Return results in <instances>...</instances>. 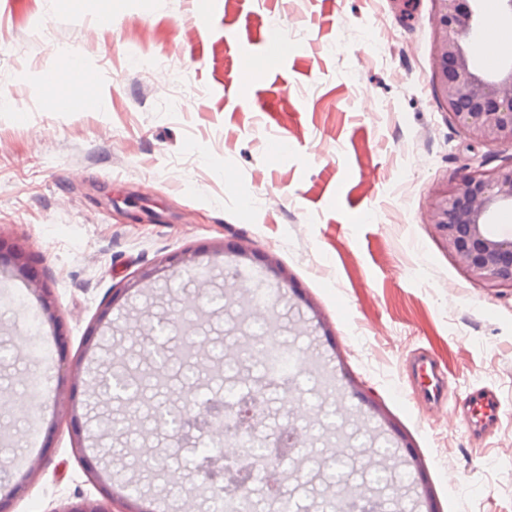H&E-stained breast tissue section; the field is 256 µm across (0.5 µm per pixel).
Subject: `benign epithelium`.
I'll list each match as a JSON object with an SVG mask.
<instances>
[{"mask_svg": "<svg viewBox=\"0 0 512 512\" xmlns=\"http://www.w3.org/2000/svg\"><path fill=\"white\" fill-rule=\"evenodd\" d=\"M437 52L434 82L448 112L476 143L512 151V63L487 70L476 61L474 41L484 30L481 0H438ZM433 223L444 238L448 253L462 265L476 283L512 289V241L495 236L490 226L503 210H512V163L492 170L479 163L455 186L438 191L432 203ZM0 238V263H11L21 275L29 274L24 252L5 250ZM47 320L55 327L57 343L65 347V336L49 300L47 289L33 281ZM266 400L254 393L230 407L215 404L188 416L189 427L209 430L226 439L237 440L232 463L220 471L209 467L200 472L201 482H192L188 495L198 484L212 485L221 477L232 487H246L263 475L262 484L270 496L281 499V470L276 462L297 451L299 437L291 431L264 442V452L255 450L241 430L259 421Z\"/></svg>", "mask_w": 512, "mask_h": 512, "instance_id": "7a95c632", "label": "benign epithelium"}]
</instances>
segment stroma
I'll return each instance as SVG.
<instances>
[{
  "mask_svg": "<svg viewBox=\"0 0 512 512\" xmlns=\"http://www.w3.org/2000/svg\"><path fill=\"white\" fill-rule=\"evenodd\" d=\"M438 12L437 0H0V236L23 247L69 336L59 349L33 282L0 272L15 285L0 299V389L25 395L33 356L51 358L38 405L0 416L16 441L0 448L9 512L86 499L180 512V482L150 481L129 449L192 477L187 449L203 437L175 445L117 405L121 431L103 436L85 392L106 350L137 359L169 319L206 338L223 373L225 340L262 332L235 288L251 267L290 351L321 348L335 371L329 393L293 371L310 418L268 393L256 441L296 427L325 456L341 446L396 469L407 512H425L427 492L436 512H512V291L471 282L431 222L435 192L465 164L512 153L475 144L438 96ZM270 37L287 54L264 56ZM63 47L95 75L80 112L57 109L72 87L47 79ZM422 348L455 399L497 393L492 434L424 418L405 370Z\"/></svg>",
  "mask_w": 512,
  "mask_h": 512,
  "instance_id": "obj_1",
  "label": "stroma"
}]
</instances>
